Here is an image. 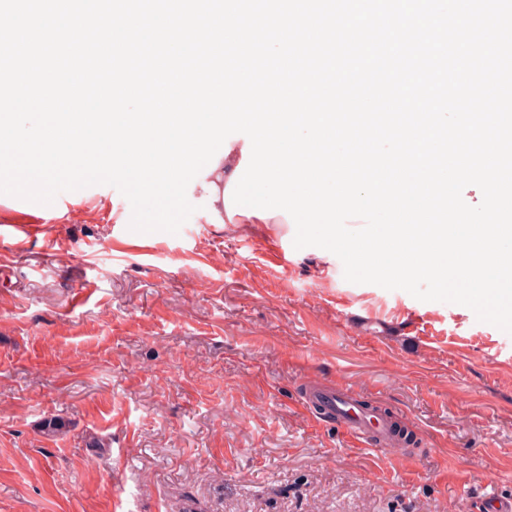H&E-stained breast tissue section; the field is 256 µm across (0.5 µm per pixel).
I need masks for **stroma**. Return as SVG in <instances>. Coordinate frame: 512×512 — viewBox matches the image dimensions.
I'll list each match as a JSON object with an SVG mask.
<instances>
[{
	"mask_svg": "<svg viewBox=\"0 0 512 512\" xmlns=\"http://www.w3.org/2000/svg\"><path fill=\"white\" fill-rule=\"evenodd\" d=\"M93 185L0 237V512H479L512 501V334L345 280L292 224L131 231ZM325 384L417 449L306 410ZM63 419L49 434L45 419ZM40 223V218L33 214H21L17 221L3 224L1 233L9 235L21 243L40 232Z\"/></svg>",
	"mask_w": 512,
	"mask_h": 512,
	"instance_id": "35a3bbf8",
	"label": "stroma"
}]
</instances>
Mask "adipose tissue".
Masks as SVG:
<instances>
[{"label": "adipose tissue", "mask_w": 512, "mask_h": 512, "mask_svg": "<svg viewBox=\"0 0 512 512\" xmlns=\"http://www.w3.org/2000/svg\"><path fill=\"white\" fill-rule=\"evenodd\" d=\"M243 140H234L230 143L228 155L220 158L215 170L209 172L205 178L199 179L195 186L203 202L206 217L209 223L225 224L233 222L244 224L257 223V216L228 215L224 205V190L233 176L239 162L242 159Z\"/></svg>", "instance_id": "ef3b65f1"}]
</instances>
